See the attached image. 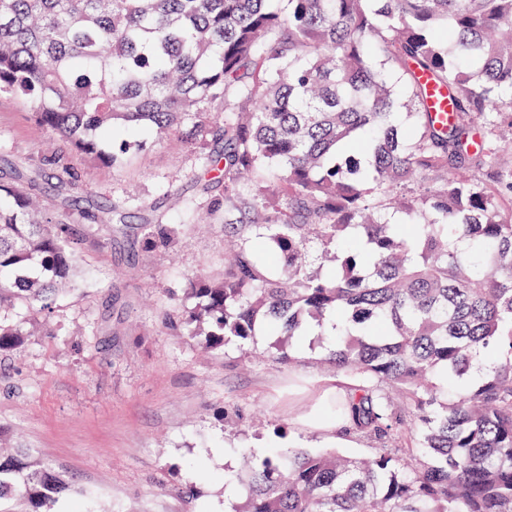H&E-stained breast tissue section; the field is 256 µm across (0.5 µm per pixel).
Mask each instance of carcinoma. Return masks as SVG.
I'll return each instance as SVG.
<instances>
[{"label":"carcinoma","mask_w":512,"mask_h":512,"mask_svg":"<svg viewBox=\"0 0 512 512\" xmlns=\"http://www.w3.org/2000/svg\"><path fill=\"white\" fill-rule=\"evenodd\" d=\"M1 96L114 170L191 145L190 211L224 221V273L194 276L166 329L212 355L260 326L322 330L336 423L376 447L242 448L233 512H512V0H0ZM184 242L143 218L142 255ZM79 251L36 179L0 174L1 353L77 286ZM18 492L52 512L74 487L15 448L0 501ZM421 81L427 86L428 97L426 99L427 107L443 119H448V112L451 107L448 101V90L445 86L438 84L429 75L424 74Z\"/></svg>","instance_id":"obj_1"}]
</instances>
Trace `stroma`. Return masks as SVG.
I'll use <instances>...</instances> for the list:
<instances>
[{"label": "stroma", "instance_id": "obj_1", "mask_svg": "<svg viewBox=\"0 0 512 512\" xmlns=\"http://www.w3.org/2000/svg\"><path fill=\"white\" fill-rule=\"evenodd\" d=\"M63 147L39 132L26 106L0 99V169L37 177L51 203L69 210L85 281L20 353L0 354V430L13 447L36 449L65 472L90 512H224L219 476L238 469L239 449L277 440L335 448L336 381L320 373V337L258 336L260 357L248 361L236 346L212 356L198 338L162 328L173 307L187 304L191 274L224 271L223 225L190 223L166 200L178 175L195 192L187 145L166 140L119 172L70 153L77 179L61 187L41 160ZM118 200L130 202L132 217L120 231L105 211ZM143 209L159 223L186 224L187 246L138 254ZM277 345L292 347V361L262 359ZM202 463L217 480L202 483L200 499L183 498L182 487L200 483Z\"/></svg>", "mask_w": 512, "mask_h": 512}]
</instances>
